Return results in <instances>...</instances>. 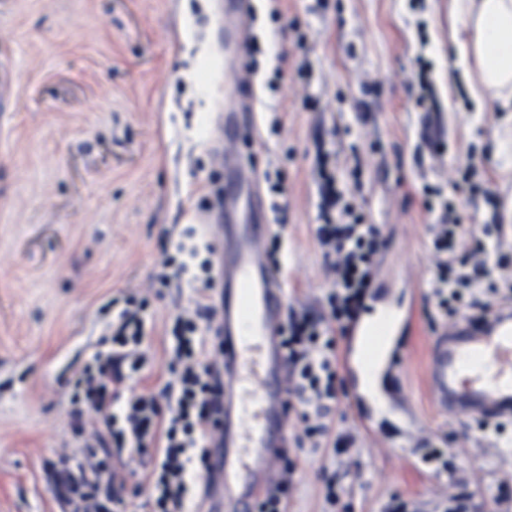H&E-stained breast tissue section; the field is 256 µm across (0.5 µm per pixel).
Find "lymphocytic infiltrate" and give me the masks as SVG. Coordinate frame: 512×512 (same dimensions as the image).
Segmentation results:
<instances>
[{
  "label": "lymphocytic infiltrate",
  "mask_w": 512,
  "mask_h": 512,
  "mask_svg": "<svg viewBox=\"0 0 512 512\" xmlns=\"http://www.w3.org/2000/svg\"><path fill=\"white\" fill-rule=\"evenodd\" d=\"M332 150L316 145L319 177L317 222L310 233L330 280L326 311H289L281 334L288 355V408L299 425L292 436L297 449L350 454L358 436L336 424L340 360L335 333L358 318L377 277L384 248L379 225L367 223L349 203L329 167ZM469 167L450 186L426 187L425 207L434 222L432 269L428 281L437 313L451 319L458 303L475 315L493 304L512 303V241L500 224H467L456 200L484 197L497 203ZM169 287L188 283L194 290L191 309L177 314L169 333L172 377L159 393L131 395L120 409L112 402L131 374L143 365L141 306L128 298L107 323L112 347L97 352L75 382L83 396L75 420L92 416L96 425L82 436L83 462L61 459L51 474L63 512H118L124 478L111 457L99 456L106 442L117 450L149 455L147 488L152 512H201L216 482L208 459L220 436L218 417L224 409V366L216 342L218 307L215 299L214 252L210 239L190 228L165 256L152 276Z\"/></svg>",
  "instance_id": "obj_1"
}]
</instances>
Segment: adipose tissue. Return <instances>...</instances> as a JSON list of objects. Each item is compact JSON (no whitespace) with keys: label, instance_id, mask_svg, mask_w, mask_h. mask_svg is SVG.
<instances>
[{"label":"adipose tissue","instance_id":"ef3b65f1","mask_svg":"<svg viewBox=\"0 0 512 512\" xmlns=\"http://www.w3.org/2000/svg\"><path fill=\"white\" fill-rule=\"evenodd\" d=\"M448 21L467 33L459 62L472 96L493 98L512 112V0H448Z\"/></svg>","mask_w":512,"mask_h":512}]
</instances>
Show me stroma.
Returning <instances> with one entry per match:
<instances>
[{
  "label": "stroma",
  "instance_id": "obj_1",
  "mask_svg": "<svg viewBox=\"0 0 512 512\" xmlns=\"http://www.w3.org/2000/svg\"><path fill=\"white\" fill-rule=\"evenodd\" d=\"M254 0L249 32L267 77L285 55L278 90L258 89L260 127L250 150L288 185V245L281 258L285 305L318 310L329 283L309 235L316 216L314 142L336 129V169L388 245L377 283L413 304L395 345L398 368L379 388H398L414 414L368 408L372 430L350 455L289 453L288 512H383L390 495L434 512L464 494L467 512H512V421L481 429L432 403L426 371L436 310L428 300L431 254L422 187L476 160L499 201L512 199L497 137L512 115L473 101L449 31L448 0H425L420 47L408 0ZM215 0H0V512H59L48 467L81 457L68 410L71 381L103 327L131 293L144 298L147 361L126 383L150 394L171 377L170 318L189 286L153 288L149 276L173 235L208 223L196 187L216 166L215 114L230 98ZM435 62L437 125L451 149L432 159L414 110L413 60ZM307 61L310 75L298 74ZM279 118L272 127L271 118ZM441 448L447 466L427 460ZM146 457L123 453L126 512H150ZM339 499H324L327 480Z\"/></svg>",
  "mask_w": 512,
  "mask_h": 512
}]
</instances>
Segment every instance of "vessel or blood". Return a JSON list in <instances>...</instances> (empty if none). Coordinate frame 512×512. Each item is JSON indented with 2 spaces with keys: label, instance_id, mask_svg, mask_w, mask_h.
Masks as SVG:
<instances>
[{
  "label": "vessel or blood",
  "instance_id": "obj_1",
  "mask_svg": "<svg viewBox=\"0 0 512 512\" xmlns=\"http://www.w3.org/2000/svg\"><path fill=\"white\" fill-rule=\"evenodd\" d=\"M224 167L233 176L210 219L221 309L218 334L236 399L224 416L221 443L211 452L221 483L209 495L204 512H224L228 504L233 512H252L288 441L287 357L278 336L283 289L264 253L267 204L256 189L253 160L228 149ZM408 319V311L387 308L376 323L349 326L346 373L368 369L379 374L394 367L390 340L395 327ZM427 382L432 401L444 413L511 419L512 306L436 334Z\"/></svg>",
  "mask_w": 512,
  "mask_h": 512
}]
</instances>
